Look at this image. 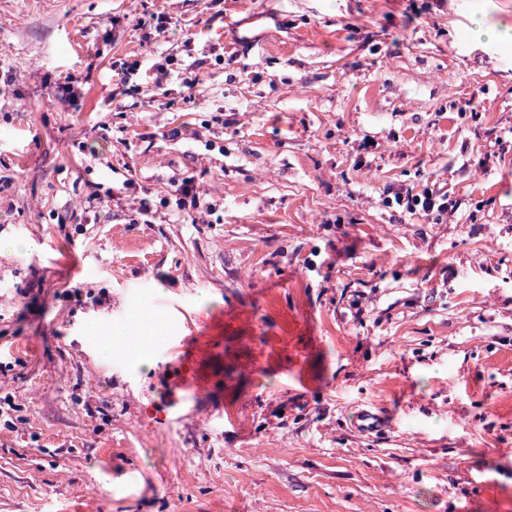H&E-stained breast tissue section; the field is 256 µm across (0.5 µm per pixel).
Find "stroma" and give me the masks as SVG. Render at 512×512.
<instances>
[{
  "mask_svg": "<svg viewBox=\"0 0 512 512\" xmlns=\"http://www.w3.org/2000/svg\"><path fill=\"white\" fill-rule=\"evenodd\" d=\"M476 16L512 0H0V512H512ZM427 185L460 208L386 204ZM139 311L147 368L108 341ZM171 187L170 195L175 197L178 209L184 212L186 208H188V211L185 212L187 214L186 217L191 218V223H193V212L206 204L203 198L200 197L194 186L187 181H182L180 184H173Z\"/></svg>",
  "mask_w": 512,
  "mask_h": 512,
  "instance_id": "obj_1",
  "label": "stroma"
}]
</instances>
